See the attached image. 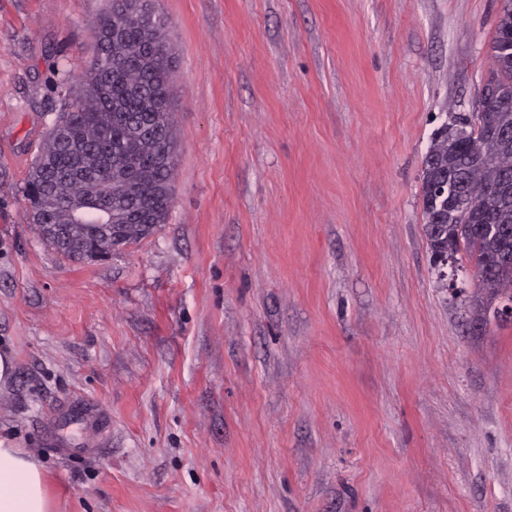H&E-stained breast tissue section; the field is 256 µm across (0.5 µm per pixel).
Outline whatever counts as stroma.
<instances>
[{
  "mask_svg": "<svg viewBox=\"0 0 512 512\" xmlns=\"http://www.w3.org/2000/svg\"><path fill=\"white\" fill-rule=\"evenodd\" d=\"M159 4L172 202L87 262L26 183L108 0H0V439L56 512H512V318L422 207L503 0Z\"/></svg>",
  "mask_w": 512,
  "mask_h": 512,
  "instance_id": "obj_1",
  "label": "stroma"
}]
</instances>
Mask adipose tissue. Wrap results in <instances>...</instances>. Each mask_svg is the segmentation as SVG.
Instances as JSON below:
<instances>
[{"mask_svg":"<svg viewBox=\"0 0 512 512\" xmlns=\"http://www.w3.org/2000/svg\"><path fill=\"white\" fill-rule=\"evenodd\" d=\"M0 512H53L40 462L0 441Z\"/></svg>","mask_w":512,"mask_h":512,"instance_id":"adipose-tissue-1","label":"adipose tissue"}]
</instances>
